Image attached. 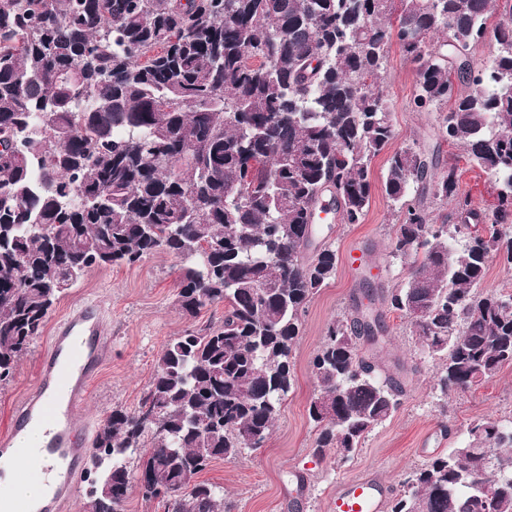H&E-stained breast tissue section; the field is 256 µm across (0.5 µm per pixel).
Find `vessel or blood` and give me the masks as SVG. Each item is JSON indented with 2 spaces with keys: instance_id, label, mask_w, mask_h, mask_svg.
Instances as JSON below:
<instances>
[{
  "instance_id": "obj_1",
  "label": "vessel or blood",
  "mask_w": 512,
  "mask_h": 512,
  "mask_svg": "<svg viewBox=\"0 0 512 512\" xmlns=\"http://www.w3.org/2000/svg\"><path fill=\"white\" fill-rule=\"evenodd\" d=\"M111 352L99 305L73 308L54 330L51 346L39 362L36 385L13 412L0 449L35 463L48 487V506L63 512L77 494L70 477L83 464L84 433L74 409ZM390 485L378 470L342 480L327 500L328 512H385Z\"/></svg>"
}]
</instances>
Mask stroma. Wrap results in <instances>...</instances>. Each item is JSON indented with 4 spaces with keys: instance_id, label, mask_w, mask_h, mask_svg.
I'll return each mask as SVG.
<instances>
[{
    "instance_id": "obj_1",
    "label": "stroma",
    "mask_w": 512,
    "mask_h": 512,
    "mask_svg": "<svg viewBox=\"0 0 512 512\" xmlns=\"http://www.w3.org/2000/svg\"><path fill=\"white\" fill-rule=\"evenodd\" d=\"M416 84L413 65L391 49L383 86L391 107L394 138L371 163V179L381 182L394 150L415 142L424 148L440 147V160L454 164L459 191L475 207L489 210L497 186L487 172L474 167L464 150L452 143H437L438 115L417 112L411 106ZM396 220L390 200L374 191L366 218L360 224L334 225L329 240L340 265L336 278L308 304L291 362L294 389L280 408L268 443L238 459L218 460L200 473V480L224 489V512H327L326 502L342 479L369 468L379 469L392 487L405 473L461 442L468 426L481 418L512 419V367L489 382L448 395V412L440 414L434 389L438 367L411 336L405 319L387 311L382 301L400 287L407 268L390 255ZM362 254L355 268L346 267L348 251ZM180 261L158 252L137 265L100 268L89 272L67 290L50 312L41 335L21 360L14 381L0 389V433L7 430L13 409L35 386L38 359L50 345L55 325L77 304H101L112 327V355L101 366L76 412L79 425L97 429L112 409L137 406L152 376L154 361L167 341L189 325L174 299ZM370 283L375 308L383 314L387 344L381 349L362 345V356L399 376L403 385L394 416L377 427L355 457L333 465L313 454L316 428L308 404L316 386L311 359L320 347L332 319L353 312Z\"/></svg>"
}]
</instances>
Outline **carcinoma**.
<instances>
[{
  "label": "carcinoma",
  "instance_id": "cac0c4a2",
  "mask_svg": "<svg viewBox=\"0 0 512 512\" xmlns=\"http://www.w3.org/2000/svg\"><path fill=\"white\" fill-rule=\"evenodd\" d=\"M490 0H0V387L15 378L60 297L95 268L158 251L182 262L172 337L138 407L114 409L94 449L89 512L124 504L129 460L165 512H224L196 480L272 435L294 387L301 312L336 278L316 209L364 222L372 159L394 137L383 91L389 49L416 70V109L437 140L496 177V204L460 195L456 167L396 150L381 190L397 206L391 255L408 268L388 308L439 361L437 389L512 366V292L481 291L512 266V26ZM492 34L498 55L475 67ZM452 202L453 224L433 206ZM482 230H472V227ZM382 314L333 319L312 357L314 453L353 457L402 387L358 354ZM194 483L193 492L183 488ZM512 512V420L478 419L466 441L412 470L389 512ZM509 276H511L512 282V269L500 264L498 261H491L485 274L483 286L487 290H500L503 288L512 290V288L507 287Z\"/></svg>",
  "mask_w": 512,
  "mask_h": 512
}]
</instances>
